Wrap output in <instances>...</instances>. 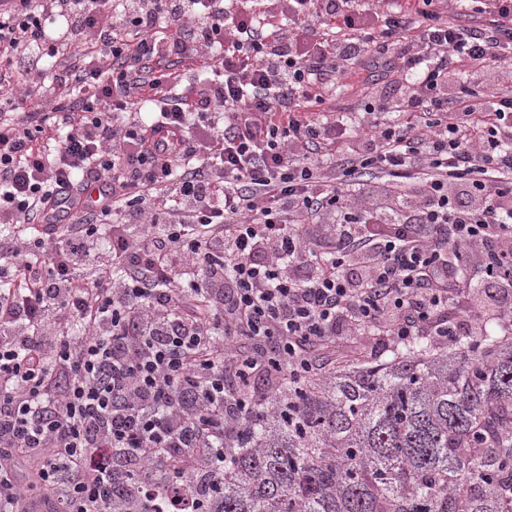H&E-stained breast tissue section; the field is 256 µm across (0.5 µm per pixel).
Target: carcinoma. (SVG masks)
<instances>
[{"label": "carcinoma", "mask_w": 512, "mask_h": 512, "mask_svg": "<svg viewBox=\"0 0 512 512\" xmlns=\"http://www.w3.org/2000/svg\"><path fill=\"white\" fill-rule=\"evenodd\" d=\"M228 439L219 512H512V337L292 383Z\"/></svg>", "instance_id": "cac0c4a2"}]
</instances>
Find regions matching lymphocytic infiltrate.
<instances>
[{
  "label": "lymphocytic infiltrate",
  "instance_id": "f902f5d3",
  "mask_svg": "<svg viewBox=\"0 0 512 512\" xmlns=\"http://www.w3.org/2000/svg\"><path fill=\"white\" fill-rule=\"evenodd\" d=\"M353 2L0 0V512H213L225 436L337 337L474 335L457 255L512 314V92L448 98L512 60V0ZM400 34L402 121L304 116ZM441 1H447L444 2V4H442L441 8L443 9L444 15L447 16V19L450 22L459 25H472L476 22L475 20H477V18L473 19V17H476L478 15L475 14L471 8L474 7L475 5H480L479 3L468 2L467 4H469V6L461 7L459 6V4L453 2L456 0ZM458 69L460 71L456 80L448 83V98L452 101L460 88H466L474 93V99L479 103L483 100L482 91L487 83L493 81L494 78L497 79V74L495 73L469 75V72L464 67H458Z\"/></svg>",
  "mask_w": 512,
  "mask_h": 512
}]
</instances>
